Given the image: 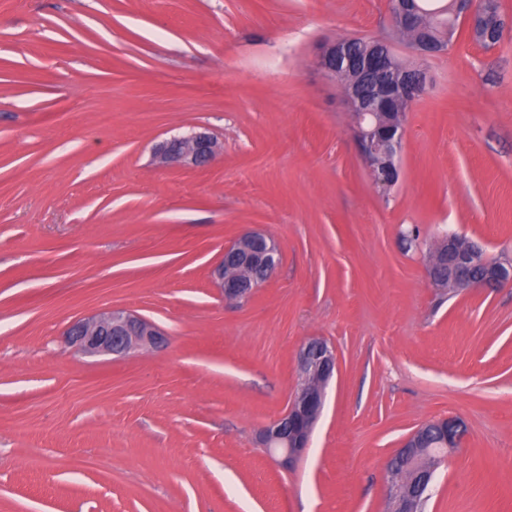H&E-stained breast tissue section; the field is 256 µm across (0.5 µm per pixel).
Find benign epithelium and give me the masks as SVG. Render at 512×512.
Listing matches in <instances>:
<instances>
[{"label": "benign epithelium", "mask_w": 512, "mask_h": 512, "mask_svg": "<svg viewBox=\"0 0 512 512\" xmlns=\"http://www.w3.org/2000/svg\"><path fill=\"white\" fill-rule=\"evenodd\" d=\"M397 30H412L418 12L416 0H389ZM453 23L445 25L444 39L430 44L414 40L410 49L426 58L448 50L455 23L467 25L473 39L484 42L485 25L492 15V2L486 0L479 8L473 0H455L451 10ZM367 49L359 56L352 53L350 40H335L322 45L318 53V69L330 79L341 70L356 72L355 79L341 86L343 98L355 123V134L361 153L369 165L374 185H394L400 176L396 163L403 138V125L386 123L391 105L411 103L423 93L425 76L420 70L401 72L389 78L391 53L381 50L385 40L363 37ZM220 151L216 139L206 132L163 142L156 151L159 163L166 166L205 167ZM281 262L278 243L259 233L244 234L224 248L213 266L211 277L224 299L245 300L270 281ZM428 276L432 286L456 294L469 289H494L512 285V263L490 261L483 248L463 236L450 234L433 250ZM166 334L152 321L128 310L103 308L73 320L63 334L64 348L84 358L110 356L124 359L144 351L164 347ZM299 383L292 392L285 413L261 428L259 444L277 456L278 464L292 467L309 448L313 428L323 410L326 387L336 371V351L321 338L304 341L295 355ZM442 438L443 453L434 456L435 465L425 466L431 455L422 447L419 431H414L398 449L395 457L403 468L421 475L416 490L388 484L396 512H414L420 494L429 490L436 464L455 451L468 433L465 421L457 416L436 421Z\"/></svg>", "instance_id": "7a95c632"}]
</instances>
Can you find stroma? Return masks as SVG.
I'll list each match as a JSON object with an SVG mask.
<instances>
[{
	"label": "stroma",
	"instance_id": "obj_1",
	"mask_svg": "<svg viewBox=\"0 0 512 512\" xmlns=\"http://www.w3.org/2000/svg\"><path fill=\"white\" fill-rule=\"evenodd\" d=\"M391 30L388 0H0V512H388L387 460L448 416L424 512H512V287L450 298L425 266L451 232L512 259V30L422 61L383 193L316 54ZM194 129L215 162L156 165ZM249 231L281 263L230 304L210 271ZM107 307L167 347L62 351ZM311 337L336 373L284 469L256 432Z\"/></svg>",
	"mask_w": 512,
	"mask_h": 512
}]
</instances>
